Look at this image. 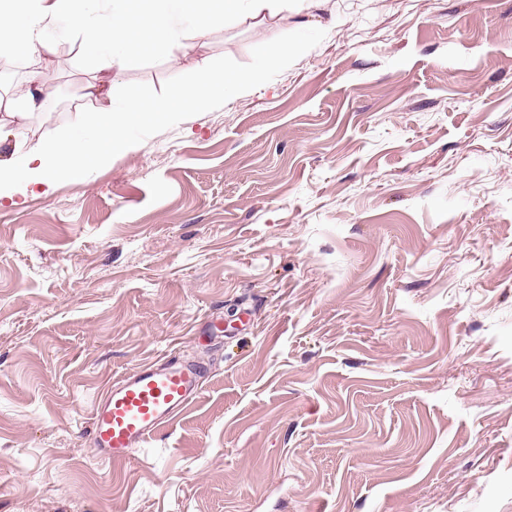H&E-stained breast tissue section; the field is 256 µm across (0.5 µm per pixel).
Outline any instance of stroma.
<instances>
[{
  "instance_id": "35a3bbf8",
  "label": "stroma",
  "mask_w": 512,
  "mask_h": 512,
  "mask_svg": "<svg viewBox=\"0 0 512 512\" xmlns=\"http://www.w3.org/2000/svg\"><path fill=\"white\" fill-rule=\"evenodd\" d=\"M239 97L138 133L84 180L0 201V512H512V0H323L133 61L207 58ZM95 108L77 44L15 57ZM198 397L118 469L104 389L167 356Z\"/></svg>"
}]
</instances>
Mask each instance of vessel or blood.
<instances>
[{"label":"vessel or blood","mask_w":512,"mask_h":512,"mask_svg":"<svg viewBox=\"0 0 512 512\" xmlns=\"http://www.w3.org/2000/svg\"><path fill=\"white\" fill-rule=\"evenodd\" d=\"M198 365L176 358L143 365L106 388L90 418L95 448L115 466L151 447L163 427L194 401Z\"/></svg>","instance_id":"obj_1"}]
</instances>
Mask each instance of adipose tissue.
<instances>
[{
  "label": "adipose tissue",
  "mask_w": 512,
  "mask_h": 512,
  "mask_svg": "<svg viewBox=\"0 0 512 512\" xmlns=\"http://www.w3.org/2000/svg\"><path fill=\"white\" fill-rule=\"evenodd\" d=\"M290 0H0V32L7 34L8 53L41 55L76 42L84 64L101 72L90 95L111 86L112 75L137 58L174 59L185 41L204 35L216 24L242 14L263 21L289 6ZM303 44L266 42L251 73L242 74L223 59H209L192 82L168 96L148 94L107 99L83 113L58 137L28 146L0 119V138L14 139L11 159L0 161V200L21 193L38 196L62 180L85 178L136 144L137 130L165 123L182 112L239 96L261 80L269 60H287Z\"/></svg>",
  "instance_id": "ef3b65f1"
}]
</instances>
